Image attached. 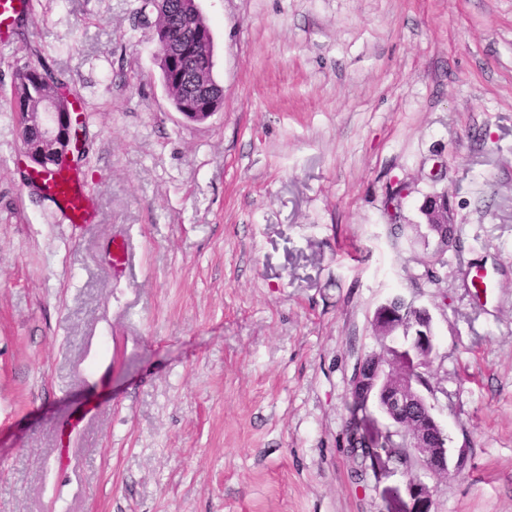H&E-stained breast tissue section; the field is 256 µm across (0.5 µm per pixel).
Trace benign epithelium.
Returning a JSON list of instances; mask_svg holds the SVG:
<instances>
[{"mask_svg":"<svg viewBox=\"0 0 512 512\" xmlns=\"http://www.w3.org/2000/svg\"><path fill=\"white\" fill-rule=\"evenodd\" d=\"M195 13H184L186 39L181 51L192 50L206 42L212 33L195 26ZM28 125L38 130V137L25 144V153L34 170L44 171L66 165L72 154L73 123L79 116L59 108L57 97L40 100L36 111L27 113ZM429 228L453 224L448 202H428L423 210ZM377 347L357 362L351 376V399L361 405V433L348 435L354 453L377 465L386 460L400 467L407 477L406 489L413 501L411 512H434L433 492L420 478L423 469L435 475L459 472L464 457L452 459L448 454L447 436L423 394L424 370L436 357L432 316L396 296L378 307L372 319ZM418 336L412 346H395L398 335ZM378 411L385 418L380 425L373 416Z\"/></svg>","mask_w":512,"mask_h":512,"instance_id":"benign-epithelium-1","label":"benign epithelium"}]
</instances>
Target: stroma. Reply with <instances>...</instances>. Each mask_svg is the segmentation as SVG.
<instances>
[{"instance_id":"obj_1","label":"stroma","mask_w":512,"mask_h":512,"mask_svg":"<svg viewBox=\"0 0 512 512\" xmlns=\"http://www.w3.org/2000/svg\"><path fill=\"white\" fill-rule=\"evenodd\" d=\"M198 6L202 123L140 0H33L0 35V512H407L346 440L396 294L433 316L426 396L466 458L424 474L435 512H512V0ZM41 65L81 106L87 225L25 176L14 74ZM423 214L425 215L426 220H427L426 224H428V226L431 230L434 229V225L448 224V228L443 226L440 228V232L444 235L447 234V232H448V241H449L450 236H451V229L453 226L452 225L453 221H452L450 210L448 208V198L445 202L429 201L423 210Z\"/></svg>"}]
</instances>
